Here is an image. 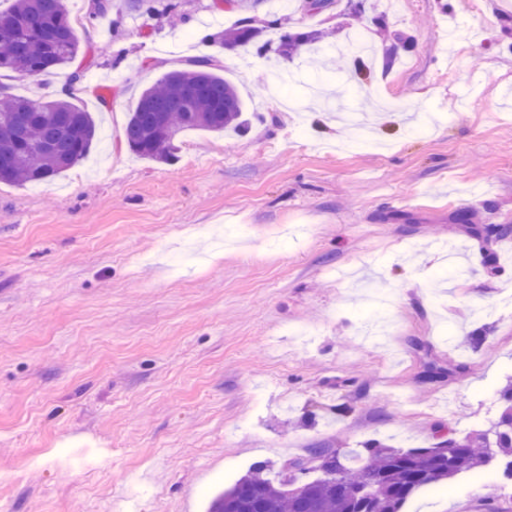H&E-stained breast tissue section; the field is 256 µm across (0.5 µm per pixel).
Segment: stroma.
<instances>
[{
	"label": "stroma",
	"mask_w": 512,
	"mask_h": 512,
	"mask_svg": "<svg viewBox=\"0 0 512 512\" xmlns=\"http://www.w3.org/2000/svg\"><path fill=\"white\" fill-rule=\"evenodd\" d=\"M179 2L189 25H101L71 0L98 138L52 181L0 183V512H207L255 462L425 447L500 412L512 236L482 229L512 225V0H365L358 20L294 2L284 27L328 33L312 62L206 43L235 14ZM204 53L247 132L138 157L142 89ZM473 479L403 512H512V483Z\"/></svg>",
	"instance_id": "35a3bbf8"
}]
</instances>
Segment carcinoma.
<instances>
[{
  "label": "carcinoma",
  "mask_w": 512,
  "mask_h": 512,
  "mask_svg": "<svg viewBox=\"0 0 512 512\" xmlns=\"http://www.w3.org/2000/svg\"><path fill=\"white\" fill-rule=\"evenodd\" d=\"M177 8L171 0H92L88 18L114 11L146 22L176 15L188 23L191 16ZM278 26L273 21L258 28L252 18L242 17L219 38L224 48L234 49ZM322 37L316 29L285 31L277 37L276 51L291 58ZM79 52L67 0H12L8 10H0V72L19 78L48 75L69 66ZM215 69L214 57L195 56L146 87L125 126L128 146L145 158L171 161L188 130L244 129L238 89ZM82 79L81 70L73 71L68 95L53 100L0 91V183L48 181L88 154L97 127L73 102L74 86ZM500 399L502 411L486 428L463 436L450 428L448 437L429 447L405 451L371 444L346 454L313 448L308 458L283 467L276 481L266 476L267 462H258L211 500L209 512H401L417 490L492 462L512 481V379L501 388Z\"/></svg>",
  "instance_id": "carcinoma-1"
}]
</instances>
